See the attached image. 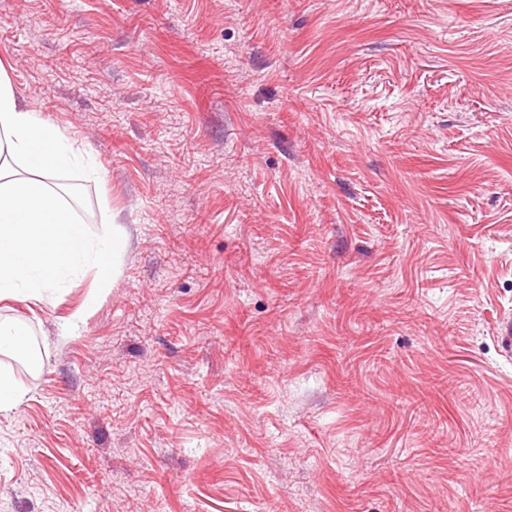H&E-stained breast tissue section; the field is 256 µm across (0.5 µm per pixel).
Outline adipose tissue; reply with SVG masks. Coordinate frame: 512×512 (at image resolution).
Returning a JSON list of instances; mask_svg holds the SVG:
<instances>
[{
	"instance_id": "1",
	"label": "adipose tissue",
	"mask_w": 512,
	"mask_h": 512,
	"mask_svg": "<svg viewBox=\"0 0 512 512\" xmlns=\"http://www.w3.org/2000/svg\"><path fill=\"white\" fill-rule=\"evenodd\" d=\"M69 169L101 175L90 153L22 102L0 67V301L41 299L90 270L104 283L116 275L126 234L116 225L95 234L82 224L52 182Z\"/></svg>"
}]
</instances>
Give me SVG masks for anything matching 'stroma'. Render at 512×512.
<instances>
[{
	"instance_id": "1",
	"label": "stroma",
	"mask_w": 512,
	"mask_h": 512,
	"mask_svg": "<svg viewBox=\"0 0 512 512\" xmlns=\"http://www.w3.org/2000/svg\"><path fill=\"white\" fill-rule=\"evenodd\" d=\"M128 243L0 301V512H512V0H0ZM28 336L25 328L17 323L0 321V353L20 350L26 344ZM24 391L10 373L0 371V410L16 407L23 399Z\"/></svg>"
}]
</instances>
